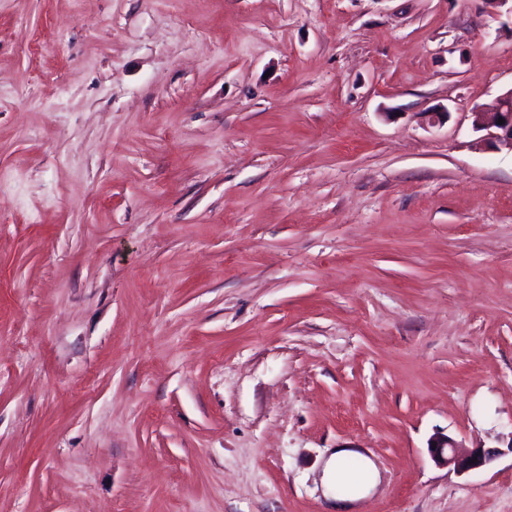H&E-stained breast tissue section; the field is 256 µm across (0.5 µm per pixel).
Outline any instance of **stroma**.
I'll list each match as a JSON object with an SVG mask.
<instances>
[{"mask_svg":"<svg viewBox=\"0 0 512 512\" xmlns=\"http://www.w3.org/2000/svg\"><path fill=\"white\" fill-rule=\"evenodd\" d=\"M510 89L484 0H0V512H512ZM472 116L477 131H488L490 139L512 151V89L500 96L493 112L474 110ZM499 119H503L502 124H498ZM435 445V448H432ZM428 448H431L432 457L435 462L447 467H452L454 471L463 474L470 470L488 465L495 457L494 451L474 448L467 452H462L460 447L448 435L437 436L432 439ZM477 459V462L470 463V460ZM350 457H359L362 461L361 467L363 473V483L358 484V487L363 488L366 485H375L379 478L375 465L370 459L363 457L359 453L352 450H342L332 456L325 468L326 481L331 485H337L339 482L344 481L347 478H352L356 481L354 475L348 474L342 468L344 462Z\"/></svg>","mask_w":512,"mask_h":512,"instance_id":"1","label":"stroma"}]
</instances>
